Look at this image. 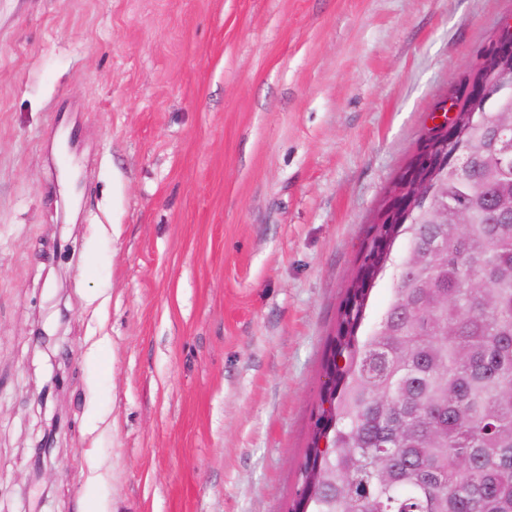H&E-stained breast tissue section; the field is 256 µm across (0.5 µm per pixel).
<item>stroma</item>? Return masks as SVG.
<instances>
[{"label": "stroma", "mask_w": 512, "mask_h": 512, "mask_svg": "<svg viewBox=\"0 0 512 512\" xmlns=\"http://www.w3.org/2000/svg\"><path fill=\"white\" fill-rule=\"evenodd\" d=\"M507 20L512 0H0V512H288L374 219Z\"/></svg>", "instance_id": "35a3bbf8"}]
</instances>
